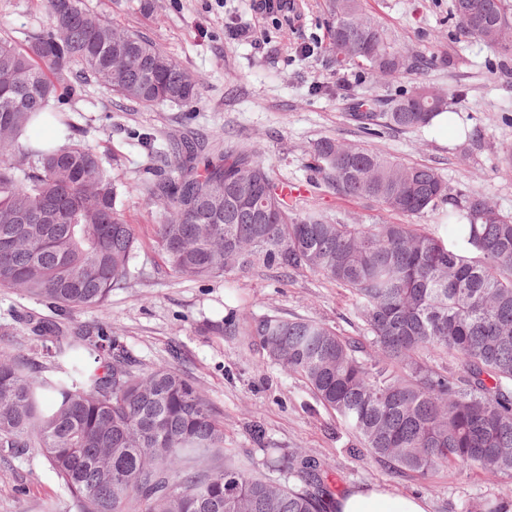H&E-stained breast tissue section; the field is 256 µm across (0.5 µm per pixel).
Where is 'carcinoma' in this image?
<instances>
[{"mask_svg":"<svg viewBox=\"0 0 512 512\" xmlns=\"http://www.w3.org/2000/svg\"><path fill=\"white\" fill-rule=\"evenodd\" d=\"M47 31L23 47L0 41V288L53 315L19 316L28 347L0 348V449L36 448L79 512H332L331 465L297 448H264L275 481L252 453L224 447V418L173 365L138 367L111 328L71 322L131 281L139 240L117 206L99 155L76 139L65 101L78 74L123 98L190 106L199 80L158 44L91 13L84 0H44ZM336 64L387 81L434 60L393 47L362 0H323ZM454 35L512 58L486 33L512 25V0H452ZM350 103L368 135L433 124L463 91ZM35 127L54 136L32 141ZM317 179L341 197L419 216L448 206L447 237L417 224H345L298 210L254 151H213L185 135L171 174L142 186L163 209L155 246L168 274L210 279L256 265L309 270L350 290L370 336L313 320L246 314L234 334L299 375L375 461L425 478L442 467L512 480V216L479 187L454 192L438 171L391 161L331 137L310 150ZM53 215L19 224L20 216ZM439 350L454 366L434 367ZM512 490L466 512H509Z\"/></svg>","mask_w":512,"mask_h":512,"instance_id":"obj_1","label":"carcinoma"}]
</instances>
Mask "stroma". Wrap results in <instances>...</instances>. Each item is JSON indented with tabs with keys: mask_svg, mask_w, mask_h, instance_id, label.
<instances>
[{
	"mask_svg": "<svg viewBox=\"0 0 512 512\" xmlns=\"http://www.w3.org/2000/svg\"><path fill=\"white\" fill-rule=\"evenodd\" d=\"M295 17L258 9V0H86L91 12L159 44L199 79L194 110L146 107L82 78L67 105L79 137L102 158L124 187L123 215L140 246L133 278L99 308L72 313L83 325L106 323L112 337L151 368L181 369L224 416L228 447L249 450L263 463V448H301L329 462L338 492L376 483L392 493L424 498L429 512H463L476 498H493L512 481L478 470L442 468L427 478L399 477L358 449L357 438L334 414L316 404L302 379L264 362L232 329L201 333L205 322L230 321L242 312H275L325 323L344 336H365L352 294L310 271L281 275L262 267L205 282L163 270L154 247L160 209L140 186L156 154L189 132L225 149L259 151L272 176L299 187L297 209L315 210L347 224L404 223L405 218L359 200L339 197L311 179L308 149L328 136L406 164L435 168L454 190L478 186L512 215V59L499 60L475 40L449 37L451 0H363L394 46L443 58V66L412 74L409 85L463 88L448 129L384 131L364 136L346 117L354 99L392 98L397 86L379 82L348 64L332 62L319 0H301ZM48 27L43 0H0V39L25 45ZM153 134L151 144L133 132ZM35 301L0 290V347L26 338L13 311ZM0 512H77L47 460L36 450L0 456Z\"/></svg>",
	"mask_w": 512,
	"mask_h": 512,
	"instance_id": "1",
	"label": "stroma"
}]
</instances>
